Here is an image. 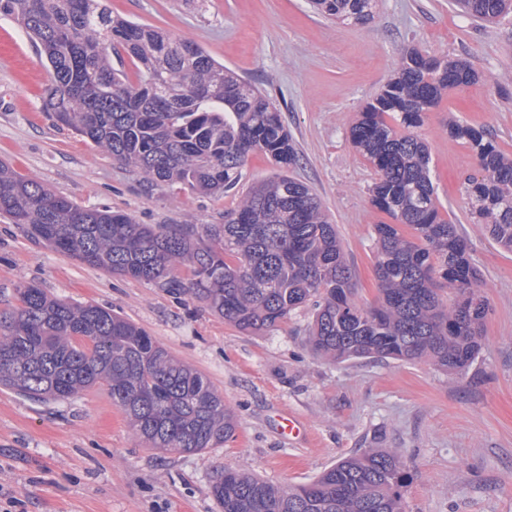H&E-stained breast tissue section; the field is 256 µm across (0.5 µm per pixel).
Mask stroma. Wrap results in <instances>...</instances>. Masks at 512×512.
Returning <instances> with one entry per match:
<instances>
[{
	"label": "stroma",
	"mask_w": 512,
	"mask_h": 512,
	"mask_svg": "<svg viewBox=\"0 0 512 512\" xmlns=\"http://www.w3.org/2000/svg\"><path fill=\"white\" fill-rule=\"evenodd\" d=\"M114 14L196 43L279 109L310 186L332 218L358 288L377 296L369 189L375 171L349 138L363 106L407 51L461 59L477 73L445 92L419 135L431 149L442 212L466 238L488 298L474 364L449 374L425 362L316 356L313 307L270 332L241 331L203 303L57 254L0 217V312L18 288L108 308L203 374L236 416L234 439L196 454L147 448L93 387L59 404L0 387V506L11 512H219L217 472L277 486L316 479L360 448L398 450L410 479L405 512H512V252L472 223L461 192L478 170L458 120L512 154V16L484 25L450 0H378L364 26L323 18L308 0H107ZM49 73L24 30L0 16V160L54 193L141 224H219L236 194L154 186L86 144L43 107ZM300 431L285 432L287 419Z\"/></svg>",
	"instance_id": "1"
}]
</instances>
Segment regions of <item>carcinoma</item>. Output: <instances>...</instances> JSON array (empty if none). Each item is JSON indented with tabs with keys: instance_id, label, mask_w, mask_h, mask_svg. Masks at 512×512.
<instances>
[{
	"instance_id": "cac0c4a2",
	"label": "carcinoma",
	"mask_w": 512,
	"mask_h": 512,
	"mask_svg": "<svg viewBox=\"0 0 512 512\" xmlns=\"http://www.w3.org/2000/svg\"><path fill=\"white\" fill-rule=\"evenodd\" d=\"M344 24L367 25L376 0H311ZM493 23L512 0H459ZM38 44L51 79L45 107L88 143L150 182L206 194L237 192L250 157L278 169L251 186L222 224H138L82 207L0 161V215L60 255L107 273L177 290L236 328L276 329L312 302L311 350L334 362L427 360L463 372L478 357L490 311L457 225L441 214L428 145L417 134L442 93L477 80L463 61L409 51L352 123V143L377 178L371 203L378 299L361 306L336 225L318 196L288 176L298 151L280 112L255 86L194 43L112 14L105 0H0ZM133 61L136 79L112 66ZM479 174L462 193L472 223L512 251V156L484 130L452 121ZM151 447L201 452L234 438L224 397L134 322L34 285L0 314V386L64 401L94 386ZM407 471L395 449L361 448L317 479L279 487L232 469L212 493L222 512H404Z\"/></svg>"
}]
</instances>
